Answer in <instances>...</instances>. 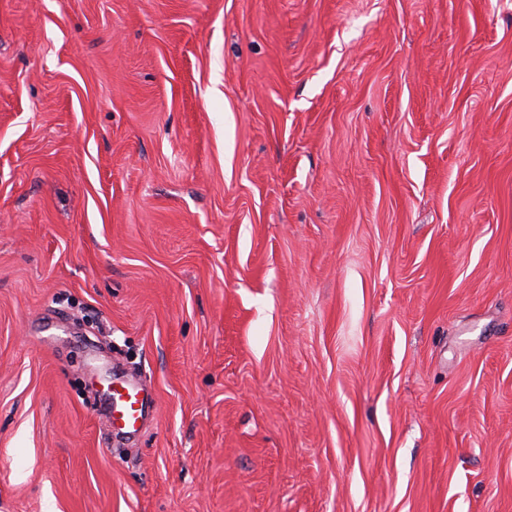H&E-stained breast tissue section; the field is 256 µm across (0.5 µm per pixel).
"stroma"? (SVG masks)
<instances>
[{
	"label": "stroma",
	"mask_w": 512,
	"mask_h": 512,
	"mask_svg": "<svg viewBox=\"0 0 512 512\" xmlns=\"http://www.w3.org/2000/svg\"><path fill=\"white\" fill-rule=\"evenodd\" d=\"M0 512H512V0H0ZM110 428L127 434L139 432L146 403L139 388L114 378L102 388Z\"/></svg>",
	"instance_id": "stroma-1"
}]
</instances>
